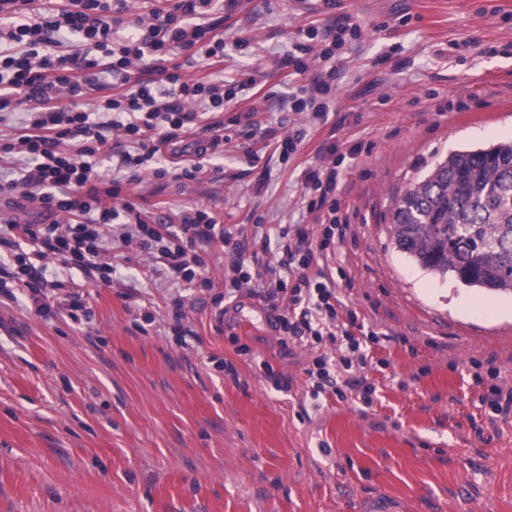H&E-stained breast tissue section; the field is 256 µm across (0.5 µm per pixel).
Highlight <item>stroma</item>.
I'll list each match as a JSON object with an SVG mask.
<instances>
[{
    "mask_svg": "<svg viewBox=\"0 0 512 512\" xmlns=\"http://www.w3.org/2000/svg\"><path fill=\"white\" fill-rule=\"evenodd\" d=\"M343 15L362 36L337 49L328 119L310 128L284 103L310 76L283 59L302 30L333 38ZM240 29L248 47L234 44ZM179 60L190 76L243 81L230 109L257 108V125H225L196 181L177 180L188 159L162 150L170 179L135 202L156 222L202 208L243 226L251 267L274 259L256 222L273 235L313 223L300 169L323 147L346 156L362 143L343 163L350 229L336 260L341 300L385 335L366 372L373 400L304 404L308 352H284L249 293L224 297L221 248L202 255L210 289L148 279L156 261L134 248L113 249L115 286L50 260L47 277L84 309L73 318L55 301L43 317L28 297L0 301V512H356L368 499L386 512H512V416L491 419L474 381L497 369L512 383V296L424 272L391 224L395 200L449 151L512 138V0H243L224 19L223 63ZM302 128L281 160L278 144Z\"/></svg>",
    "mask_w": 512,
    "mask_h": 512,
    "instance_id": "stroma-1",
    "label": "stroma"
}]
</instances>
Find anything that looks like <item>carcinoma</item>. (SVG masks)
Here are the masks:
<instances>
[{"label": "carcinoma", "instance_id": "carcinoma-1", "mask_svg": "<svg viewBox=\"0 0 512 512\" xmlns=\"http://www.w3.org/2000/svg\"><path fill=\"white\" fill-rule=\"evenodd\" d=\"M391 223L395 247L422 270L512 294V141L450 152L395 202Z\"/></svg>", "mask_w": 512, "mask_h": 512}]
</instances>
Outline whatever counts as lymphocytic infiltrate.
I'll return each instance as SVG.
<instances>
[{"label": "lymphocytic infiltrate", "instance_id": "obj_1", "mask_svg": "<svg viewBox=\"0 0 512 512\" xmlns=\"http://www.w3.org/2000/svg\"><path fill=\"white\" fill-rule=\"evenodd\" d=\"M33 2L0 0V113L23 116L17 133L0 139V154L20 172L0 182V193L31 204L45 221L0 226L1 236L36 249L0 266V295H27L39 314L49 315L58 283L47 278L44 260L80 267L90 281L108 284L109 246L117 241L157 253L168 278L212 287L210 278L196 276L203 265L199 252L216 242L239 250L238 231L199 208L185 211L174 228L150 222L134 203L121 201L118 174L137 168L163 178L167 170L157 163L162 146L180 154L181 133L201 123L214 133L213 118L236 99V87L188 77L176 58L190 51L223 62L224 17L241 0H223L218 16L213 0H175L167 11H150L130 24L122 18L125 0H58L49 10ZM360 36V25L346 17L337 20L331 43H317L313 31L304 32L285 62L312 79L289 93L291 111L312 125L326 121L336 49L345 38ZM91 93L96 103L89 111L83 100ZM102 153L115 173L109 180L94 163ZM344 159L331 146L320 162L302 169L300 201L313 225L280 231L277 267L253 272L243 261L232 262L224 273V295L245 289L260 298L275 314V329L310 353L304 373L314 403L330 395L345 398L351 390L367 405L375 387L363 373L372 364L369 346L380 335L371 330L365 338L355 336L358 315L340 300L331 264L334 243L347 229L336 199Z\"/></svg>", "mask_w": 512, "mask_h": 512}]
</instances>
